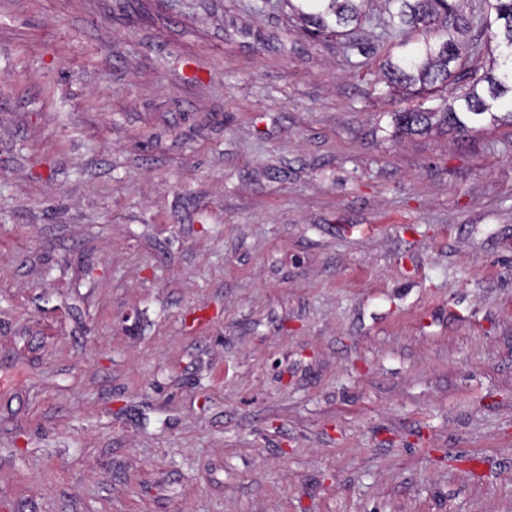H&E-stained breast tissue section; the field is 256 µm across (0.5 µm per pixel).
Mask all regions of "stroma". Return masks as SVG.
Instances as JSON below:
<instances>
[{"label": "stroma", "mask_w": 512, "mask_h": 512, "mask_svg": "<svg viewBox=\"0 0 512 512\" xmlns=\"http://www.w3.org/2000/svg\"><path fill=\"white\" fill-rule=\"evenodd\" d=\"M284 0H0L6 512H512V127L398 136Z\"/></svg>", "instance_id": "obj_1"}]
</instances>
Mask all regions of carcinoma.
I'll return each mask as SVG.
<instances>
[{"mask_svg": "<svg viewBox=\"0 0 512 512\" xmlns=\"http://www.w3.org/2000/svg\"><path fill=\"white\" fill-rule=\"evenodd\" d=\"M309 11L302 20L320 33L347 30L350 47L366 57L375 53L358 37L364 0H300ZM385 34L397 37L406 30L415 40H402L401 51L388 54L378 72L391 93L434 94L458 75L462 58L460 36L470 30L495 42L501 64L498 72L472 73V84L455 100L435 108H414L393 114L397 132L419 134L435 126L460 132H480L505 119L512 122V0H485V11L467 15L458 0H385Z\"/></svg>", "mask_w": 512, "mask_h": 512, "instance_id": "carcinoma-1", "label": "carcinoma"}]
</instances>
